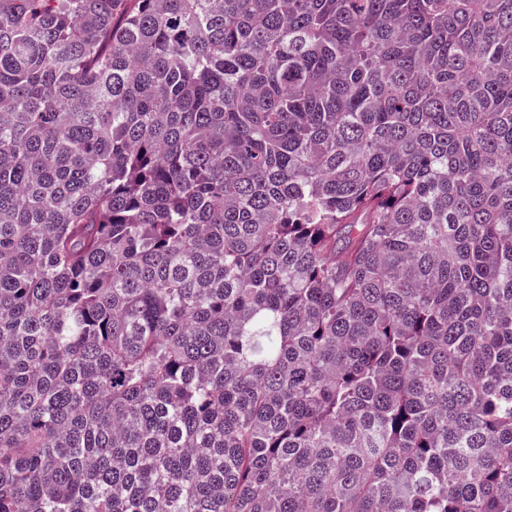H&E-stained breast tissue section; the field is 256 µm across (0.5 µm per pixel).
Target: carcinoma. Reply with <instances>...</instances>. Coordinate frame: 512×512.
<instances>
[{
	"label": "carcinoma",
	"mask_w": 512,
	"mask_h": 512,
	"mask_svg": "<svg viewBox=\"0 0 512 512\" xmlns=\"http://www.w3.org/2000/svg\"><path fill=\"white\" fill-rule=\"evenodd\" d=\"M0 512H512V0H0Z\"/></svg>",
	"instance_id": "cac0c4a2"
}]
</instances>
